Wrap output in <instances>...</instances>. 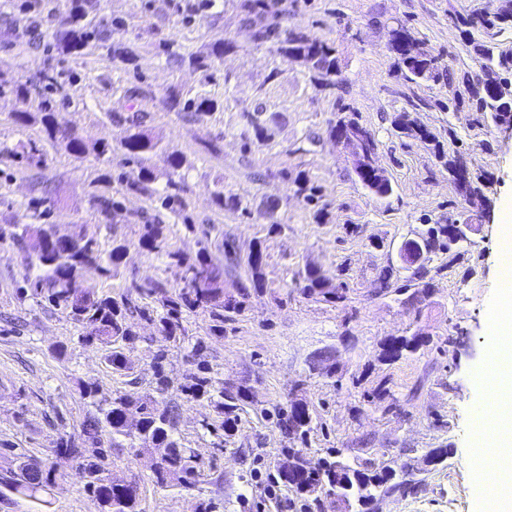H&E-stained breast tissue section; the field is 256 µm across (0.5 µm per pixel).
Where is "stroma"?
Returning a JSON list of instances; mask_svg holds the SVG:
<instances>
[{
	"label": "stroma",
	"instance_id": "35a3bbf8",
	"mask_svg": "<svg viewBox=\"0 0 512 512\" xmlns=\"http://www.w3.org/2000/svg\"><path fill=\"white\" fill-rule=\"evenodd\" d=\"M239 3L87 0L89 19L130 52L126 64L113 61L98 43L79 56L50 48L46 31L59 22L64 0H0V78L28 85L45 71L62 73L67 98L56 104L57 123L76 129L88 143L113 144L101 162L47 146V164L39 170H17L0 153V227L21 222L30 199L57 198L52 222L58 233L79 226L103 251L125 248L116 275L92 279L100 293L121 294L135 280L160 282L171 293L183 288L181 268L141 247L139 227L129 221L131 214L152 212L147 197L120 195V208L106 221L89 204L104 176H112L116 189L119 175L136 171L124 161L110 114L149 112L153 136L182 154L180 175L189 186L185 216L161 214L168 247L191 259L205 248L223 262L226 304L220 337L198 312L184 313L188 339L180 343L164 341L151 324L139 322L125 345L132 369L122 375L107 362L106 348L84 343L65 313L23 294L27 254L10 236L0 237V442L29 449L60 473L40 499L1 498L0 512H99L84 491L81 471L55 453V443L79 438L84 421L97 411L82 398L81 385L103 397L149 393L160 371L168 380L163 398L177 408L175 436L200 457L191 494L213 499L226 512H333L324 498L302 505L285 484H279L278 497H258L264 486L278 484L277 467L291 445L276 412L299 400L312 417L305 440L311 464L337 449L352 462L382 454L420 469L414 493L385 497L372 512H479L470 458L486 399L480 373L493 347L503 207L512 202V126L472 111L475 85L462 76L481 72L477 44L512 51V25L487 28L480 19L482 12L512 8V0H280L282 28L306 30L335 51L336 86L325 92L300 63L253 37ZM399 25L438 54L451 81L404 79L389 44ZM224 40L233 42V50L213 56L208 71L190 66V56L210 54ZM172 88L183 99L206 97L216 106L201 121H186L164 103ZM40 102L36 94L23 102L0 97V150L37 135L38 126L18 128L10 116L36 111ZM257 111L268 117L262 142L246 121ZM351 113L376 140L390 196L364 188L330 135ZM403 114L431 140L400 134L396 122ZM208 140L217 142V151L205 148ZM438 144L463 158L482 200L472 203L460 194L434 153ZM297 175L321 187L318 204L295 194L290 179ZM219 186L247 202L248 213L219 208L213 199ZM271 196L281 200L279 231L262 217ZM320 208L327 213L322 222L316 219ZM187 219L198 231L184 227ZM436 224H469L474 231L458 245L456 260L431 254L434 287L418 307L381 295L377 275L396 264L400 242ZM257 249L266 257V283L239 292L247 277L237 261ZM309 267L335 288L336 300L302 293ZM236 303L241 311H233ZM415 333L429 339L416 355L391 364L381 360L385 339ZM452 336L463 337V345L449 346ZM196 339L205 347L195 354ZM324 351L335 358L330 378L313 366ZM201 364L225 388L248 396L233 435L214 431L213 408L187 401L180 391L186 374ZM382 386L398 399L399 411L383 413L375 398ZM435 448L446 449L447 459L425 465V454ZM111 460L119 476L137 484L142 512H187V495L156 486L147 461L129 448L113 447Z\"/></svg>",
	"mask_w": 512,
	"mask_h": 512
}]
</instances>
